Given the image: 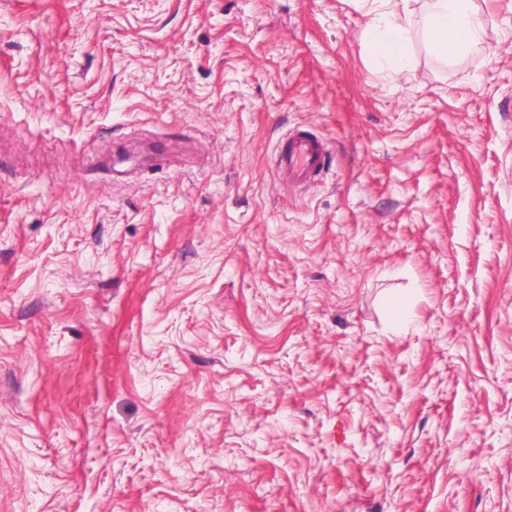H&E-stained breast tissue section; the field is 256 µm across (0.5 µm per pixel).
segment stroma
Listing matches in <instances>:
<instances>
[{
    "label": "stroma",
    "mask_w": 512,
    "mask_h": 512,
    "mask_svg": "<svg viewBox=\"0 0 512 512\" xmlns=\"http://www.w3.org/2000/svg\"><path fill=\"white\" fill-rule=\"evenodd\" d=\"M0 0V512H512V0ZM329 172L285 186L288 131ZM388 8L381 14L380 29L373 36L376 55L385 62L404 68L407 61L408 26L411 0H378ZM481 22L471 0H430L425 35L441 55H463L479 41Z\"/></svg>",
    "instance_id": "obj_1"
}]
</instances>
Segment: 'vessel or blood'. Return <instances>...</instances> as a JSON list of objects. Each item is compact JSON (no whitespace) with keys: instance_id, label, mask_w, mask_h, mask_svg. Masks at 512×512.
Listing matches in <instances>:
<instances>
[{"instance_id":"vessel-or-blood-1","label":"vessel or blood","mask_w":512,"mask_h":512,"mask_svg":"<svg viewBox=\"0 0 512 512\" xmlns=\"http://www.w3.org/2000/svg\"><path fill=\"white\" fill-rule=\"evenodd\" d=\"M330 167L326 142L304 128L288 133L274 159V168L291 187H306Z\"/></svg>"}]
</instances>
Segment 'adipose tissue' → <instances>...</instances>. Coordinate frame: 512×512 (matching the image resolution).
I'll return each instance as SVG.
<instances>
[{"label":"adipose tissue","instance_id":"adipose-tissue-1","mask_svg":"<svg viewBox=\"0 0 512 512\" xmlns=\"http://www.w3.org/2000/svg\"><path fill=\"white\" fill-rule=\"evenodd\" d=\"M381 26L373 36L376 55L397 67L407 61L409 0H384ZM481 22L471 0H430L425 35L441 55H463L479 41Z\"/></svg>","mask_w":512,"mask_h":512}]
</instances>
